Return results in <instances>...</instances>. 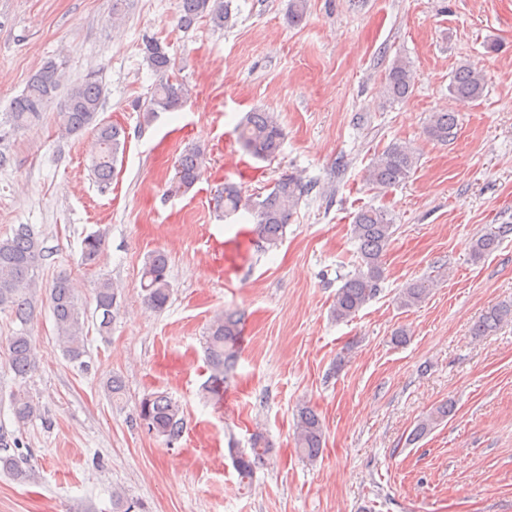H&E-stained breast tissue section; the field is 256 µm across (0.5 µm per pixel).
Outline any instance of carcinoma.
<instances>
[{"mask_svg":"<svg viewBox=\"0 0 512 512\" xmlns=\"http://www.w3.org/2000/svg\"><path fill=\"white\" fill-rule=\"evenodd\" d=\"M176 10L180 25L185 29L191 28L202 18L208 19L216 28L228 26L231 20L228 0H176ZM142 51L149 68L159 76V83L142 113L143 120L150 122L160 112H171L181 107L187 100L188 89L170 75L172 60L156 38L142 36ZM62 69L63 64L51 60L30 77L24 92L12 102L11 111L5 113V122L10 131L25 128L40 119L60 86ZM413 88L411 62L402 56L396 57L385 78L384 95L398 101L408 97ZM448 91L456 101L475 102L484 94L485 77L471 66L461 64L452 75ZM103 96L104 88L97 74H87L83 81L68 89L57 113V122L59 130L68 135L85 131L96 134L98 152L91 160L90 170L99 185L106 188L115 175L118 156L124 152L125 131L99 120ZM456 125V113L447 110L433 112L425 132L430 140L445 144L453 135ZM238 139L251 156L263 161L275 159L284 141L279 115L265 110L247 113L240 121ZM417 162L416 150L411 145L395 141L374 158L368 180L383 188L400 185L410 178ZM204 164V154L198 149L183 154L178 161V188L187 191L194 186ZM308 191V185L300 177L284 173L275 180L269 193L254 204L249 203L233 184L224 185L219 202L224 205L226 216L241 208L252 207L261 247L272 250L283 242L293 212ZM352 233L358 243V270L345 277L336 291L331 315L338 322L355 318L379 293L384 279V256L395 234V220L385 209L362 208L354 216ZM499 237L500 232L490 230L475 238L472 242L474 258L479 259L493 250ZM103 245L101 234L87 235L82 242L81 264H96ZM41 257L40 242L28 225L21 224L12 234L0 236V313L8 314L21 325L8 342L10 368L21 379L37 367L36 345L29 336L27 326L36 316L37 274ZM431 285L429 280H417L406 285L395 298L397 306L404 309L418 306L429 294ZM141 288L144 303L149 309H165L171 295L166 253L156 251L147 258L141 273ZM49 297L56 341L63 355L79 368L87 369L88 364L83 357L86 356L84 330L88 317L79 302L71 274L62 272L55 278ZM94 301L99 318L98 331L107 335L111 331L114 311L118 308V292L110 280L98 282ZM243 320V313L231 311L216 317L210 325L206 352L211 374L204 386V391L209 394H216L224 387L237 362ZM510 321L512 303L501 304L482 314L472 332L476 336H487ZM11 405L15 418L21 422L38 411L33 398L24 390L12 393ZM451 411L452 406L446 403L434 408L418 422L412 439L426 435ZM136 421L146 423L148 433L168 446L174 445L183 434L182 406L163 393L149 395L141 401ZM294 439L301 456L307 460H315L322 451L324 426L317 412L306 403L299 404L296 409ZM9 449L8 441L0 437V468L17 479L26 477V470L15 456L9 454ZM270 451L269 441L261 434L253 437L250 452L231 449L233 464L241 478H251Z\"/></svg>","mask_w":512,"mask_h":512,"instance_id":"carcinoma-1","label":"carcinoma"}]
</instances>
